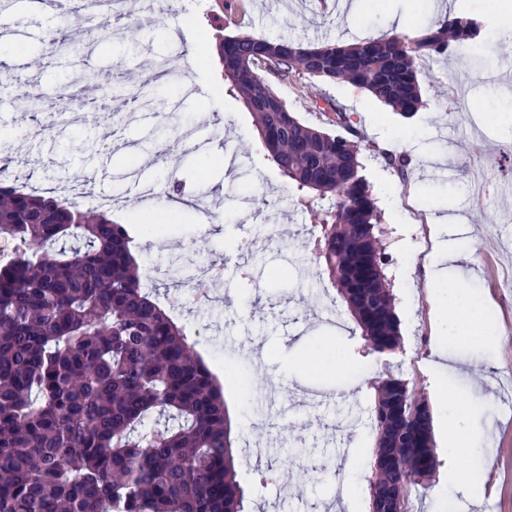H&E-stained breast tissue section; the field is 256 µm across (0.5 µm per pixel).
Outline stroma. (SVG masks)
Masks as SVG:
<instances>
[{
	"instance_id": "1",
	"label": "stroma",
	"mask_w": 512,
	"mask_h": 512,
	"mask_svg": "<svg viewBox=\"0 0 512 512\" xmlns=\"http://www.w3.org/2000/svg\"><path fill=\"white\" fill-rule=\"evenodd\" d=\"M342 11L317 0H156L151 15L109 17L106 31L82 41L70 0L35 13L15 0L13 24L0 29L8 59L0 67V159L11 157L13 183L67 195L80 184L90 197L115 196L111 217L140 247L141 272H153L161 305L223 385L231 423L237 480L250 512H369L367 475L376 432L350 424L369 414L374 385L394 375L424 393L434 419L475 402L476 386L496 387L478 409L489 428L492 454L484 472L471 455H449L448 437L435 433L438 465L428 488L412 491L405 512H444L454 495L449 475L467 476L481 507L460 499L459 512H512V0H346ZM476 19L478 54L426 61L421 70L425 110L406 119L366 90L347 83L327 95L350 113L361 145L362 173L381 215L384 268L395 298L401 346L379 354L361 330L308 243L315 222L267 158L253 117L224 83L215 45L233 33L305 42L348 43L392 31H416L445 11ZM177 64V76L153 83L146 108L133 81ZM496 84L483 82V71ZM109 73L110 89L93 101L58 107L64 87ZM275 92L309 126L329 130L312 99L274 83ZM167 145L166 155L154 150ZM405 152L411 171L400 177L385 153ZM492 166L498 188L480 203L467 167ZM191 200L178 221L153 230L135 206L143 185L167 195L171 180ZM446 216L452 240L470 263L446 267L431 281L432 259L415 251L433 236L431 220ZM280 225L279 242L251 251L246 240ZM227 266L208 298L187 280ZM252 276L244 287L243 273ZM482 306L488 340L464 337L438 322L435 309L448 291ZM452 367L436 373V353ZM275 462L262 477L247 459L251 446ZM351 500L338 496L341 486Z\"/></svg>"
}]
</instances>
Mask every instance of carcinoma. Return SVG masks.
Listing matches in <instances>:
<instances>
[{
    "mask_svg": "<svg viewBox=\"0 0 512 512\" xmlns=\"http://www.w3.org/2000/svg\"><path fill=\"white\" fill-rule=\"evenodd\" d=\"M479 35L444 16L411 36L304 44L222 39L224 80L255 119L268 159L321 214L317 260L376 353L400 345L372 191L343 108L334 133L302 123L257 72L365 89L399 114L424 107L419 61ZM0 512H248L224 395L138 273L132 240L105 211L7 184L0 166ZM370 512H400L436 470L423 394L378 381Z\"/></svg>",
    "mask_w": 512,
    "mask_h": 512,
    "instance_id": "carcinoma-1",
    "label": "carcinoma"
}]
</instances>
